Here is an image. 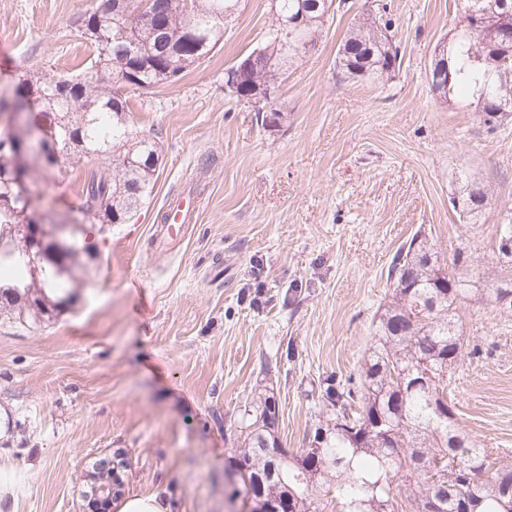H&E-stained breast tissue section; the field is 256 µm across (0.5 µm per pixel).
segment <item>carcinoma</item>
<instances>
[{
	"mask_svg": "<svg viewBox=\"0 0 512 512\" xmlns=\"http://www.w3.org/2000/svg\"><path fill=\"white\" fill-rule=\"evenodd\" d=\"M82 15V37L92 51L78 74L27 70L11 97L0 95V314L36 319L67 306L82 287L85 259L95 257L89 224H125L151 195L161 153L151 137L129 125L128 95L110 78L126 66L128 90L173 83L209 55L224 36V12L236 0H154V17L136 13L135 0ZM460 32L448 41V55L430 66L432 90L449 105L478 106L491 132L512 118V0H462ZM288 19L307 11L308 23L291 28L292 45L271 67L258 55L250 73L277 87L281 64L296 57L293 45L314 47L329 8L326 0H278ZM391 22L370 9L354 19L336 57L345 79L391 76L400 66ZM43 93L38 113H24L25 125L42 126L58 143L52 167H66L86 154L112 158V168L85 179L79 216L46 218L38 202L12 192L3 175L15 162L11 146L22 147L14 130L17 101L27 90ZM91 99L97 110L84 112ZM133 163L126 164L127 160ZM459 221L477 224L492 201V187L474 173L460 174ZM69 229L68 247L49 232ZM388 301L371 323L372 340L357 385L326 394L325 416L314 426L310 447L292 452L278 446V408L273 387L254 391L240 416L225 425L237 447L233 495H253L288 512H318L331 497L339 512H512V463L499 450L481 447L459 428L453 385L479 347L468 346L459 330V309L470 294L468 274L448 265L426 233L403 242L387 268ZM481 289L487 301L512 309V263ZM127 462L118 455L92 461L89 503L107 487V503L121 496ZM410 490L406 503L394 487Z\"/></svg>",
	"mask_w": 512,
	"mask_h": 512,
	"instance_id": "1",
	"label": "carcinoma"
}]
</instances>
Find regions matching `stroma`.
<instances>
[{
  "mask_svg": "<svg viewBox=\"0 0 512 512\" xmlns=\"http://www.w3.org/2000/svg\"><path fill=\"white\" fill-rule=\"evenodd\" d=\"M100 0H0V91L20 71L73 72L88 55L78 18ZM461 0H344L313 49L284 66L285 119L263 128L224 91V71L261 45L267 0H239L221 44L182 79L133 93L131 127L160 140L153 192L130 222L93 233L88 284L61 313L0 316V512H83L88 462L123 451L124 492L172 512H242L230 499L235 448L224 425L271 380L284 447H308L327 386L359 376L397 247L426 231L445 261L463 251L477 287L499 268L512 209V126L488 132L475 109L433 92L436 45ZM386 5L402 62L391 79L340 80L354 17ZM101 156L37 183L48 212L78 208ZM494 188L482 223L449 205L461 170ZM200 194L173 249L153 236L169 202ZM480 347L455 385L459 424L512 450V310L462 304Z\"/></svg>",
  "mask_w": 512,
  "mask_h": 512,
  "instance_id": "obj_1",
  "label": "stroma"
}]
</instances>
